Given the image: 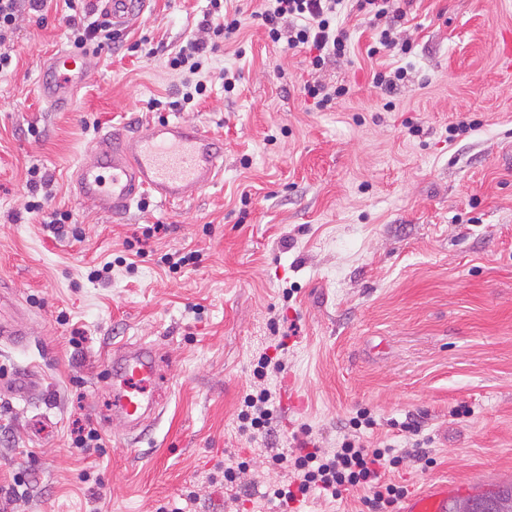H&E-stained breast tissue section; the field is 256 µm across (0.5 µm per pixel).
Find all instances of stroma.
Instances as JSON below:
<instances>
[{
	"instance_id": "stroma-1",
	"label": "stroma",
	"mask_w": 512,
	"mask_h": 512,
	"mask_svg": "<svg viewBox=\"0 0 512 512\" xmlns=\"http://www.w3.org/2000/svg\"><path fill=\"white\" fill-rule=\"evenodd\" d=\"M240 5L245 56L216 52L205 97L182 112L147 103L181 99L167 56L207 0H145L53 109L39 85L68 46L69 11L18 21V64L0 72V295L28 334L0 340V512H156L190 493L195 512H261L260 492L289 478L270 456L335 449L364 408L376 419L364 441L401 455L386 478L408 493L512 477V75L498 53L512 0H412V52L372 59L373 33L350 15V55L319 74L350 92L327 110L300 91L304 53L267 39L255 0ZM383 61L409 72L391 99L371 83ZM227 68L240 74L229 93ZM178 116L224 141V173L202 194L113 217L73 192L101 132L129 139ZM32 166L76 232L27 213ZM157 222L166 232L128 272L126 242ZM186 248L197 266H158ZM104 260L109 278L89 279ZM140 342L157 348L170 393L131 433L109 410V374L114 348ZM264 355L286 369L268 381L278 424L252 438L237 414ZM78 423L100 447H76ZM241 459L235 501L212 477Z\"/></svg>"
}]
</instances>
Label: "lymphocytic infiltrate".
<instances>
[{"label": "lymphocytic infiltrate", "instance_id": "obj_1", "mask_svg": "<svg viewBox=\"0 0 512 512\" xmlns=\"http://www.w3.org/2000/svg\"><path fill=\"white\" fill-rule=\"evenodd\" d=\"M51 2L0 0V72L12 64V54L5 45L12 40L20 16L33 13L38 19H46ZM66 3L73 10L68 18V39L72 48L100 50L117 42L118 34L107 14H99L93 19L81 17L74 13L77 0H66ZM354 11L367 16L371 26L377 29L378 45L369 48V55H376L381 47L410 53L409 42L400 41L398 37V28L407 13L396 6L395 0H261L253 17L264 27L272 43L307 51L309 69L315 73L333 59L349 53V35L340 19ZM241 27V10L229 11L224 7V0H209L197 35L171 53L168 59L172 70H185L193 76L192 81L185 84L183 104H190L205 95L207 83L200 79V72L208 65L211 55L218 52L224 42L235 38ZM399 463L400 459L392 449L369 448L349 439L331 453L304 445L292 464V480L272 486L265 497L278 503L282 512H287L315 490L338 499L344 492L361 488L367 492L364 503L368 512H394L406 489L387 481L385 475Z\"/></svg>", "mask_w": 512, "mask_h": 512}]
</instances>
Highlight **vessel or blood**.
I'll return each mask as SVG.
<instances>
[{
    "mask_svg": "<svg viewBox=\"0 0 512 512\" xmlns=\"http://www.w3.org/2000/svg\"><path fill=\"white\" fill-rule=\"evenodd\" d=\"M103 2L113 28L122 29L139 13L143 0ZM94 61L95 54L88 49H62L53 54L45 64L42 99L56 106L73 98ZM92 154L91 161L73 175L74 191L112 216L128 212L146 195L163 204L192 199L213 185L224 170L222 141L178 119L147 123L127 140L105 133ZM111 378L113 417L138 429L156 414L164 395L155 346L141 343L114 352ZM460 492L454 481L432 486L406 498L402 512H448Z\"/></svg>",
    "mask_w": 512,
    "mask_h": 512,
    "instance_id": "1",
    "label": "vessel or blood"
}]
</instances>
